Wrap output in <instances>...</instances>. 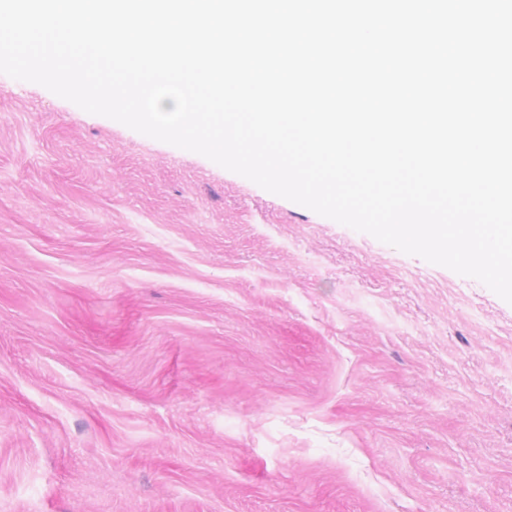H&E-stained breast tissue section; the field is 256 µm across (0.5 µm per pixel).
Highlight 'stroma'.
Instances as JSON below:
<instances>
[{"instance_id": "1", "label": "stroma", "mask_w": 512, "mask_h": 512, "mask_svg": "<svg viewBox=\"0 0 512 512\" xmlns=\"http://www.w3.org/2000/svg\"><path fill=\"white\" fill-rule=\"evenodd\" d=\"M0 512H512V304L0 74Z\"/></svg>"}]
</instances>
